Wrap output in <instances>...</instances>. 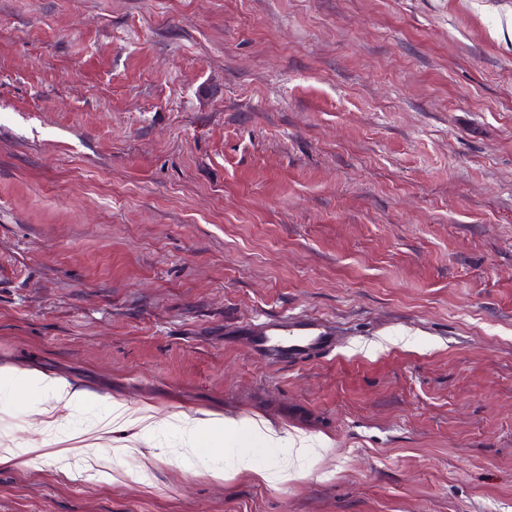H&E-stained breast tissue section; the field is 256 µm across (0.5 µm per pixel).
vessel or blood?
Listing matches in <instances>:
<instances>
[{"mask_svg": "<svg viewBox=\"0 0 512 512\" xmlns=\"http://www.w3.org/2000/svg\"><path fill=\"white\" fill-rule=\"evenodd\" d=\"M226 333L238 337L256 356L287 363L316 354L331 355L339 344L334 327L316 315L266 317L227 328Z\"/></svg>", "mask_w": 512, "mask_h": 512, "instance_id": "vessel-or-blood-1", "label": "vessel or blood"}]
</instances>
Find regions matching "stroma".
<instances>
[{"instance_id": "1", "label": "stroma", "mask_w": 512, "mask_h": 512, "mask_svg": "<svg viewBox=\"0 0 512 512\" xmlns=\"http://www.w3.org/2000/svg\"><path fill=\"white\" fill-rule=\"evenodd\" d=\"M4 365L0 512H512V0H0ZM254 355L299 362L311 355H331L339 345L334 327L316 315H281L226 328ZM44 395L50 402L49 410L58 407L79 409L88 400L89 394L73 387L66 380L51 376L38 369H20L12 366L0 367V390H8L17 384ZM207 417H190L188 415L174 414L163 418H156L153 413L139 417L135 422L146 423L147 426H172L181 435V448L178 452L182 456H189L194 452L197 443L204 431L223 432L224 429L234 430L238 422L232 419L220 418L213 413H206ZM212 415V416H209Z\"/></svg>"}]
</instances>
